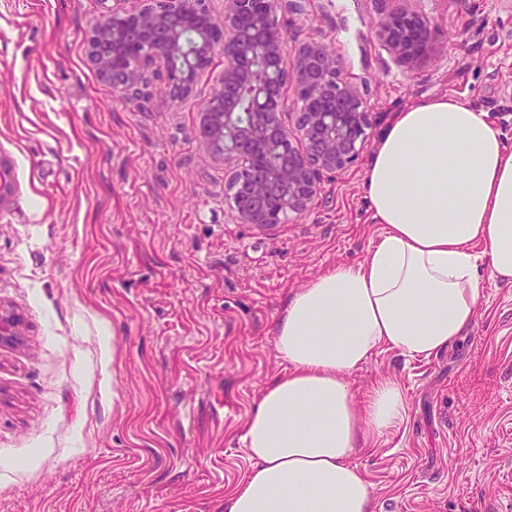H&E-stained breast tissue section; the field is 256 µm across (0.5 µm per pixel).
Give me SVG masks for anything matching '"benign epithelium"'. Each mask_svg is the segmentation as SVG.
<instances>
[{"instance_id": "benign-epithelium-1", "label": "benign epithelium", "mask_w": 512, "mask_h": 512, "mask_svg": "<svg viewBox=\"0 0 512 512\" xmlns=\"http://www.w3.org/2000/svg\"><path fill=\"white\" fill-rule=\"evenodd\" d=\"M101 0L103 21L88 38L100 79L137 102L161 86L175 106L213 55H224L220 89L205 105L197 139L224 162V206L239 224H284L321 193L320 175L348 169L367 147L373 112L359 85L341 77L342 59L318 40L297 42L264 0H224L215 14L192 0H150L119 11ZM392 59L412 68L432 49L427 23L404 6L379 23ZM298 93L294 128L282 120L283 90ZM19 340V319L0 310V342Z\"/></svg>"}]
</instances>
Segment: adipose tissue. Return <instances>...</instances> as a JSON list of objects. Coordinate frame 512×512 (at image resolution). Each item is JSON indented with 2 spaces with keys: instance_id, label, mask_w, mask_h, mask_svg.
I'll list each match as a JSON object with an SVG mask.
<instances>
[{
  "instance_id": "obj_1",
  "label": "adipose tissue",
  "mask_w": 512,
  "mask_h": 512,
  "mask_svg": "<svg viewBox=\"0 0 512 512\" xmlns=\"http://www.w3.org/2000/svg\"><path fill=\"white\" fill-rule=\"evenodd\" d=\"M365 187L383 231L363 261L285 303L274 333L287 368L245 422L251 465L224 512H377L352 454L401 422L407 399L384 378L357 401L352 374L380 351L428 358L465 336L479 257L512 284V149L486 112L448 95L412 101L380 136Z\"/></svg>"
}]
</instances>
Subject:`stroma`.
Segmentation results:
<instances>
[{
    "label": "stroma",
    "instance_id": "stroma-1",
    "mask_svg": "<svg viewBox=\"0 0 512 512\" xmlns=\"http://www.w3.org/2000/svg\"><path fill=\"white\" fill-rule=\"evenodd\" d=\"M392 0H305L278 18L322 41L363 86L376 131L414 99L487 112L512 148V0H411L434 49L411 70L377 36ZM99 0H0V512H223L250 467L243 425L282 374L274 326L294 292L364 260L381 231L370 151L321 177L288 224L224 212V165L195 137L224 70L191 95L131 103L88 60ZM472 328L427 360L389 350L356 370L408 398L403 422L356 449L377 512H512V284L480 264Z\"/></svg>",
    "mask_w": 512,
    "mask_h": 512
}]
</instances>
